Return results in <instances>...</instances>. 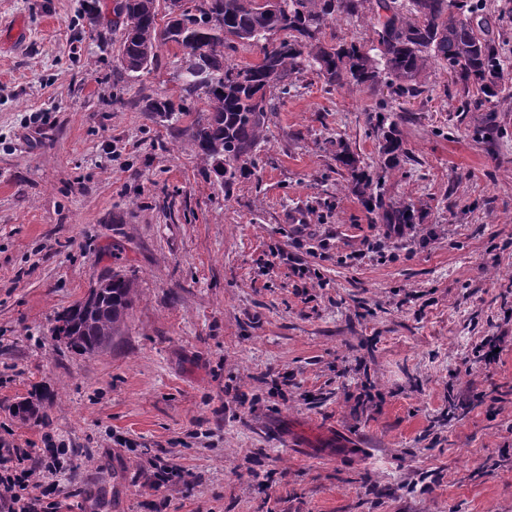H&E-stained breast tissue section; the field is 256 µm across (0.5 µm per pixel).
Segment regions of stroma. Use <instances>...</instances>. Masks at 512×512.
Wrapping results in <instances>:
<instances>
[{
    "label": "stroma",
    "instance_id": "obj_1",
    "mask_svg": "<svg viewBox=\"0 0 512 512\" xmlns=\"http://www.w3.org/2000/svg\"><path fill=\"white\" fill-rule=\"evenodd\" d=\"M0 0V438L47 455L59 512H512V0H483L506 93L460 109L431 66L415 98L326 86L308 69L274 91L267 139L220 186L189 146L183 52L118 71L120 32L87 4ZM391 115L407 157L375 222L336 160L379 165L370 120ZM312 276L294 275L295 267ZM137 298L111 345L51 334L101 276ZM38 407L22 419L14 406ZM191 482L162 491L157 471ZM170 505L160 508L161 498ZM142 102H144L142 106L144 112H151L160 117H170L175 114L174 112H180L179 104L176 108V103L169 96H147L142 99ZM339 151L336 152V160L347 171L348 175L355 183L357 190L362 196H365V204L368 210L373 213L377 210L379 218L383 224H415L416 208L413 203L394 202L385 205L381 198L376 197L373 207V177L363 166H360L359 156L355 154L348 145L339 143ZM503 342L504 338L502 336H497L492 339L483 340L481 344L476 345L473 350V365H475V368H488V366L495 363L503 350ZM496 348H499L498 353H495Z\"/></svg>",
    "mask_w": 512,
    "mask_h": 512
}]
</instances>
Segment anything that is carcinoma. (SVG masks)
<instances>
[{
  "label": "carcinoma",
  "mask_w": 512,
  "mask_h": 512,
  "mask_svg": "<svg viewBox=\"0 0 512 512\" xmlns=\"http://www.w3.org/2000/svg\"><path fill=\"white\" fill-rule=\"evenodd\" d=\"M373 14L378 57L353 43L321 39L326 25L343 16ZM478 8L470 0H271L263 10L256 0H183L179 18L160 14L159 0H116L106 25L122 30L119 68L149 73L161 48L174 43L209 71L205 85L180 82L179 101H204V114L187 129L191 148L212 166L218 181L229 185L267 138V93L288 80V74L312 68L325 83L339 88L375 86L380 82L396 97H417L421 78L432 64L448 68L466 92L475 86L484 101L464 97L461 111L478 110L504 90L503 72L494 41L478 31L464 14ZM238 43L261 44L260 62L244 67L224 62V50ZM143 111L170 117L180 111L164 95L142 99ZM384 168L407 155L401 130L384 112L374 113ZM336 160L347 171L370 212L384 224H413L414 204H384L373 197V177L359 156L339 144ZM134 280L114 272L57 321L55 337L78 354H92L119 334L135 301Z\"/></svg>",
  "instance_id": "cac0c4a2"
}]
</instances>
